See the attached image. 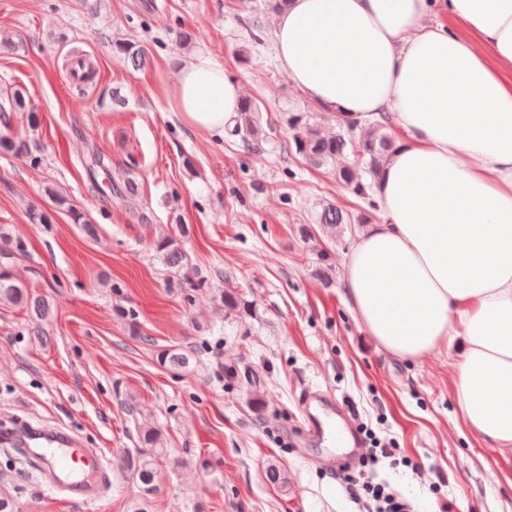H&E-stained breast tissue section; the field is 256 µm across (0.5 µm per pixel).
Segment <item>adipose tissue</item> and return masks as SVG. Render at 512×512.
Returning <instances> with one entry per match:
<instances>
[{
    "instance_id": "obj_1",
    "label": "adipose tissue",
    "mask_w": 512,
    "mask_h": 512,
    "mask_svg": "<svg viewBox=\"0 0 512 512\" xmlns=\"http://www.w3.org/2000/svg\"><path fill=\"white\" fill-rule=\"evenodd\" d=\"M273 39L310 100L386 114L400 134L377 186L384 216L344 264L360 328L405 361L459 342L463 421L512 453V0H290ZM242 94L197 57L175 104L220 134Z\"/></svg>"
}]
</instances>
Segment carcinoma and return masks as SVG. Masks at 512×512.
<instances>
[{
  "label": "carcinoma",
  "mask_w": 512,
  "mask_h": 512,
  "mask_svg": "<svg viewBox=\"0 0 512 512\" xmlns=\"http://www.w3.org/2000/svg\"><path fill=\"white\" fill-rule=\"evenodd\" d=\"M114 47L132 67H145L149 54L147 47L125 41L115 42ZM16 112L28 113L29 121L33 124L37 121L33 107L19 89L0 100V124L6 128L11 127L12 114ZM335 117L336 133L326 134L321 128L318 112L308 108H291L282 113L283 121L291 131V147L295 155L310 168L332 169L336 181L364 204L363 213L356 217L346 209L329 204L319 215V222L330 227L369 224L380 213L375 187L386 162L397 149V141L391 136L388 123L384 120L360 123L339 111L335 112ZM262 119L260 106L245 99L240 104L230 133L240 137L246 146L254 148L266 139ZM0 150L26 158L33 168L41 164V158L33 154L29 142L24 138L1 134ZM155 251L169 273L170 286L183 288L198 275L178 237L170 234L157 240ZM26 252L24 242L14 240L0 231V303L27 309L38 323L48 321L54 315L53 304L17 280L11 269L12 259ZM232 280L231 273H224V289L219 291V301L230 315L251 311V306L243 296L230 288ZM191 358V353L178 347L164 349L159 353V362L171 369L189 368ZM139 441L142 447L126 456L125 468L135 477L139 487V498L132 512H147L149 499L158 492V462L164 459L174 470L182 467L184 462L169 457L165 437L154 426L139 427Z\"/></svg>",
  "instance_id": "obj_1"
}]
</instances>
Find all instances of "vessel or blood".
<instances>
[{
  "mask_svg": "<svg viewBox=\"0 0 512 512\" xmlns=\"http://www.w3.org/2000/svg\"><path fill=\"white\" fill-rule=\"evenodd\" d=\"M301 407L311 433H326L340 445L363 450L355 423L349 414L337 411L334 400L307 395ZM0 444L24 450L70 501L95 502L109 479L100 450L84 447L77 435L62 427H45L21 419L0 432Z\"/></svg>",
  "mask_w": 512,
  "mask_h": 512,
  "instance_id": "obj_1",
  "label": "vessel or blood"
}]
</instances>
